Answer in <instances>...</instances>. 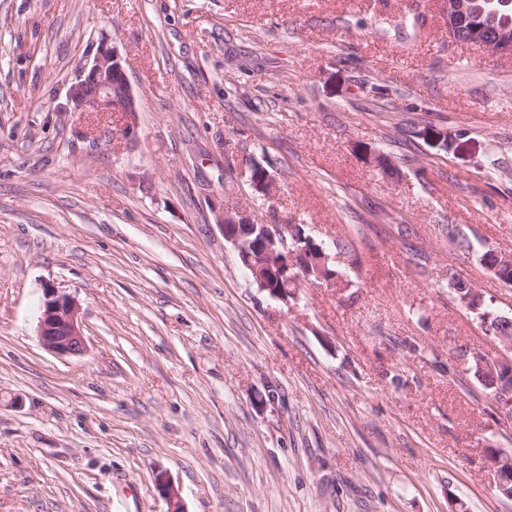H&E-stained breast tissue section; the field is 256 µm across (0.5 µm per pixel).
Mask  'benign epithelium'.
<instances>
[{
    "label": "benign epithelium",
    "mask_w": 512,
    "mask_h": 512,
    "mask_svg": "<svg viewBox=\"0 0 512 512\" xmlns=\"http://www.w3.org/2000/svg\"><path fill=\"white\" fill-rule=\"evenodd\" d=\"M468 0H444L448 19V37L454 38L459 18L466 15ZM70 99L77 110L91 108L96 112H123L128 118L127 130H134L138 112L125 66V60L117 46L105 37L101 39L93 58L83 63L76 81L70 87ZM272 180L270 171L260 163L250 166V185L262 194L264 185ZM216 224L224 234V240L236 249L239 260L252 282L269 296L288 301V289L298 287L305 266L301 258L308 251L317 253L315 262L328 264V255L322 244L305 234L301 224H256L240 212L218 210ZM36 336L47 351L61 356H82L87 351L80 307L70 295L54 284L43 288L41 315ZM503 350L497 357L488 358L473 353L470 370L482 378L493 372L495 382L512 393V336H497ZM490 466L498 476V490L512 497V464L504 459V453L490 448L486 455ZM155 490L166 504V512H186L179 489L167 472L157 470L153 474Z\"/></svg>",
    "instance_id": "1"
}]
</instances>
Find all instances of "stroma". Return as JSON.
Listing matches in <instances>:
<instances>
[{
    "mask_svg": "<svg viewBox=\"0 0 512 512\" xmlns=\"http://www.w3.org/2000/svg\"><path fill=\"white\" fill-rule=\"evenodd\" d=\"M104 37L131 133L69 98ZM221 208L340 240V278L259 291ZM452 224L512 256V57L441 0H0V512H164L159 469L187 512H512V399L461 358L500 344L448 276L512 286ZM49 282L85 355L37 340ZM506 454L496 448H489L487 451V461L495 470L498 476V490L507 497H512V466L503 457Z\"/></svg>",
    "mask_w": 512,
    "mask_h": 512,
    "instance_id": "1",
    "label": "stroma"
}]
</instances>
